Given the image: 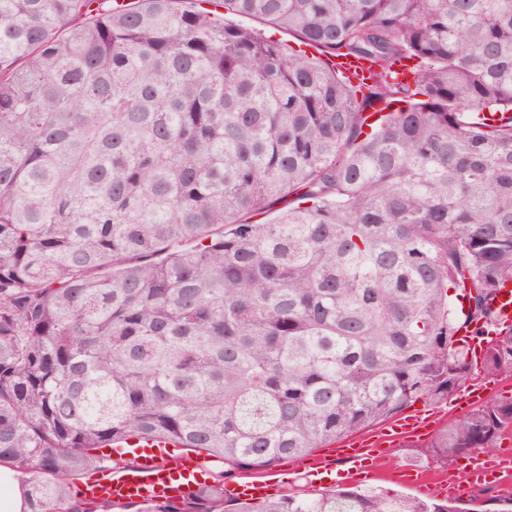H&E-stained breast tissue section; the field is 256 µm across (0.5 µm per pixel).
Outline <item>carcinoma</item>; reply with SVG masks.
<instances>
[{
  "label": "carcinoma",
  "instance_id": "1",
  "mask_svg": "<svg viewBox=\"0 0 512 512\" xmlns=\"http://www.w3.org/2000/svg\"><path fill=\"white\" fill-rule=\"evenodd\" d=\"M185 2L0 0V465L27 512H112L72 488L136 434L224 473L134 512H459L224 480L452 398L463 331L512 375V0H219L320 58ZM506 430L491 399L431 453ZM275 479L252 480L228 484L224 488L227 497L253 500L262 499L269 495L275 485Z\"/></svg>",
  "mask_w": 512,
  "mask_h": 512
}]
</instances>
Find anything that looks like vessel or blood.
Listing matches in <instances>:
<instances>
[{
	"mask_svg": "<svg viewBox=\"0 0 512 512\" xmlns=\"http://www.w3.org/2000/svg\"><path fill=\"white\" fill-rule=\"evenodd\" d=\"M433 418L422 412H407L373 435L348 440L333 448L331 456L313 457L306 471L311 484L322 488L333 484L358 483L373 477L378 461L395 444L418 439L433 431ZM205 461L189 456L168 464L162 443L130 436L114 445L113 462L91 472L80 484L85 499L112 500L114 504L149 500H177L198 487ZM512 476V457H493L475 452L467 456L458 480L436 481L416 465L402 469L400 478L421 493L456 497L465 487L503 481ZM274 480H252L226 485L224 493L232 498L253 500L269 495Z\"/></svg>",
	"mask_w": 512,
	"mask_h": 512,
	"instance_id": "vessel-or-blood-1",
	"label": "vessel or blood"
}]
</instances>
